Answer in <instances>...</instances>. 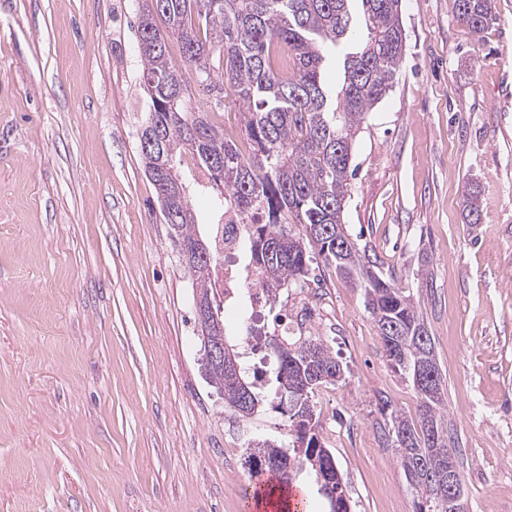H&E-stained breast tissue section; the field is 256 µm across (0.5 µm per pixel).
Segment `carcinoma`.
I'll return each mask as SVG.
<instances>
[{"label": "carcinoma", "instance_id": "obj_1", "mask_svg": "<svg viewBox=\"0 0 512 512\" xmlns=\"http://www.w3.org/2000/svg\"><path fill=\"white\" fill-rule=\"evenodd\" d=\"M353 0H143L139 13V50L144 61L142 78L150 107L165 140L163 151L141 149L145 172L163 173L169 182L180 179L174 159L189 150L187 128L202 127L210 144L220 150L205 164L211 178L224 186L222 209L235 211L242 224L234 238L235 249L250 255L248 267L258 273L268 301L280 290L304 281L312 258L318 256L334 267L336 274L364 292L366 308L378 328L385 357L410 383L418 400L413 420L391 416L392 446L417 494L416 512H448L447 477L444 462L434 448L448 447L446 393L439 366L432 354L433 339L412 296L385 276L368 246L351 238L343 222L352 150L368 112L393 86L405 39L399 21L401 0H358L363 35L356 38L350 8ZM458 20L475 34L495 20L491 0H453ZM167 24L160 31L155 17ZM182 45L183 68L168 59L167 35ZM343 53V80L332 91L324 80L325 48ZM203 81L213 75L222 81L244 108L245 132L251 154L224 139L205 118L189 111L187 97L167 106L174 88L188 75ZM468 224L480 222L478 191L464 200ZM304 233H296L288 218ZM181 244L197 237L196 217L190 200L185 214L171 225ZM213 261L189 267L196 295L211 300ZM313 344L311 359L303 355L305 343ZM264 348L276 360L274 395L286 408L293 391L309 382L308 394L329 379L314 378L317 370L344 366L331 348L310 336H272ZM212 382L224 389V408L238 422L251 415L240 411V383L249 386L254 401L263 404V385L249 379L244 368L227 371L210 363ZM294 440L307 441L305 451L318 450L319 469L335 470L330 449L318 438V422L306 425L291 421ZM250 476L268 473L274 480L263 483L289 488L297 473L310 465L308 456L269 438H259L242 429ZM335 512H350L341 475L332 483Z\"/></svg>", "mask_w": 512, "mask_h": 512}]
</instances>
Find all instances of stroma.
I'll return each mask as SVG.
<instances>
[{"label": "stroma", "mask_w": 512, "mask_h": 512, "mask_svg": "<svg viewBox=\"0 0 512 512\" xmlns=\"http://www.w3.org/2000/svg\"><path fill=\"white\" fill-rule=\"evenodd\" d=\"M451 3L402 0L405 50L356 138L344 223L430 331L469 512H512V0L478 36ZM141 4L0 0V512H246L243 439L141 161ZM188 84L249 152L232 95ZM176 167L210 236L218 191L191 152ZM313 267L279 302L289 335L347 367L314 391L318 437L351 512H415L388 430L417 396L363 292Z\"/></svg>", "instance_id": "35a3bbf8"}]
</instances>
